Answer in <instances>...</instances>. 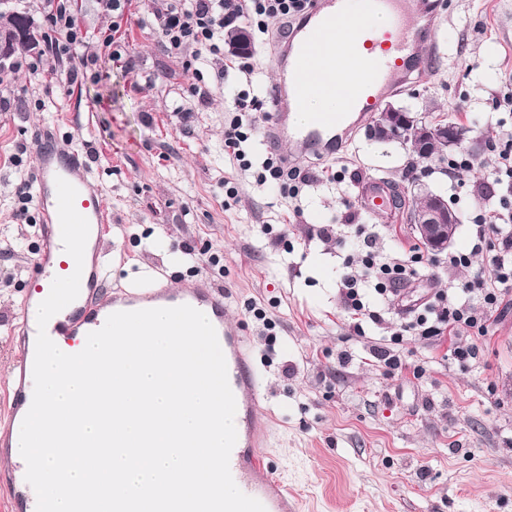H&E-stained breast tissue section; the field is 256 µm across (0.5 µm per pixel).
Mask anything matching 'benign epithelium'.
I'll return each mask as SVG.
<instances>
[{
	"mask_svg": "<svg viewBox=\"0 0 512 512\" xmlns=\"http://www.w3.org/2000/svg\"><path fill=\"white\" fill-rule=\"evenodd\" d=\"M375 129L384 135L402 134L415 144L438 139L453 149L465 143L466 135L452 122L423 121L417 113L387 105L374 117ZM424 246L431 251H444L453 239L457 226L448 202L439 195L429 194L427 206L419 210L413 221Z\"/></svg>",
	"mask_w": 512,
	"mask_h": 512,
	"instance_id": "benign-epithelium-1",
	"label": "benign epithelium"
}]
</instances>
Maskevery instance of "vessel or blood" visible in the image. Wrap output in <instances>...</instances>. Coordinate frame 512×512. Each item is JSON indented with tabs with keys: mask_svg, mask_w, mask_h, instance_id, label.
Wrapping results in <instances>:
<instances>
[{
	"mask_svg": "<svg viewBox=\"0 0 512 512\" xmlns=\"http://www.w3.org/2000/svg\"><path fill=\"white\" fill-rule=\"evenodd\" d=\"M414 8L415 0H310L303 14L281 22L273 35V54L286 79L268 89L273 114L263 128L266 145L275 149L290 138L303 154L335 156L337 141H348L357 121L376 111L385 96L430 72L438 49L432 19L439 16L440 5L438 0H431V20L423 25L414 23ZM326 33L338 37L334 51L325 49L322 36ZM340 56L348 57L356 69L364 71V78L350 84L339 109L318 113L306 127H295L292 114L300 101L310 93H323L335 86V62ZM31 161L43 224L35 259L34 293L48 296L53 279L69 276L76 268L73 258L62 255L56 178H64L77 189L75 208L87 218L88 240L93 244L91 255L84 259L80 293L62 310L60 321L48 328V336L77 345L80 336L106 321L113 311L183 304L209 311L226 359L236 416L242 424L230 455L232 477L244 494L264 505L266 512H295V503L270 463L255 452L264 433L256 417L263 402L262 382L253 366L249 340L224 320L228 307L224 291L204 278L170 290L140 282L102 301L106 277L99 257L110 218L101 194L91 189L89 173L77 152L60 150L54 140H37ZM358 202L380 222L390 221L396 213L385 182L373 177L359 184Z\"/></svg>",
	"mask_w": 512,
	"mask_h": 512,
	"instance_id": "vessel-or-blood-1",
	"label": "vessel or blood"
}]
</instances>
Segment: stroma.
I'll use <instances>...</instances> for the list:
<instances>
[{"label": "stroma", "mask_w": 512, "mask_h": 512, "mask_svg": "<svg viewBox=\"0 0 512 512\" xmlns=\"http://www.w3.org/2000/svg\"><path fill=\"white\" fill-rule=\"evenodd\" d=\"M150 0H132L123 14L96 0H75L90 59L69 95L68 66L34 78L18 69L0 98V425L16 364L13 328L25 308L42 225L36 202L20 203L17 185L31 178L32 144L51 133L91 169L112 221L104 243L110 288L148 279L175 289L205 277L227 292L228 317L251 342L264 378L267 435L259 450L299 499V512H512V306L487 335L460 333L480 350L461 365L449 342L405 336L403 369L385 372L373 357L410 309L488 271V258L450 271L433 253L394 298L383 323L354 327L341 309L344 240L352 258L365 250L357 225L369 216L355 184L379 176L406 197L427 187L461 217L450 246L467 247L470 215L498 203L481 195L491 162L487 147L463 145L472 165L447 177L437 159L411 163L408 150L381 143L359 128L335 159L306 168L335 170L332 182L307 187L298 200L276 186H256L224 153V118L239 94L267 98L277 70L269 41L256 44L252 81L224 72L223 58L186 69L189 53L167 50L138 18ZM438 53L432 72L390 96L431 120L447 117L494 140L498 101L512 93V0H445L434 20ZM114 45L104 46L109 34ZM201 87L203 97L193 96ZM192 110L184 121L181 107ZM237 190L226 200L224 186ZM333 225L336 238L320 237ZM194 256H181L183 243ZM272 330H264V321ZM426 373L414 378V365Z\"/></svg>", "instance_id": "35a3bbf8"}]
</instances>
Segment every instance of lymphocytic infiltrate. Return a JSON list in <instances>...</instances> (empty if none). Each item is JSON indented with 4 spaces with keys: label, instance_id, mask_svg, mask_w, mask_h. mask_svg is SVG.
I'll list each match as a JSON object with an SVG mask.
<instances>
[{
    "label": "lymphocytic infiltrate",
    "instance_id": "lymphocytic-infiltrate-1",
    "mask_svg": "<svg viewBox=\"0 0 512 512\" xmlns=\"http://www.w3.org/2000/svg\"><path fill=\"white\" fill-rule=\"evenodd\" d=\"M308 0H152L148 23L158 32L168 50L182 52L193 48L220 53L224 35L243 27L253 35L268 33V22L302 13ZM45 31L38 55L26 60L25 68L37 76L49 62L67 60L70 75H78L87 62L82 51L84 38L73 16L71 0H44ZM264 109L262 100L239 96L232 116L224 125V150L236 160L241 171L252 172L258 185H276L288 198H297L305 186L322 178L335 180L329 171L311 172L298 166H285L281 157L269 154L260 165L247 157V147L256 132ZM493 162L489 177L503 189L499 204L476 211L471 219V248L451 251L444 262L449 269L468 267L475 254H488L489 270L465 281L461 287L436 294L412 310L404 330L426 340L437 341L466 329L483 336L498 320L502 306L512 298V129H501L493 142ZM367 250L360 274L342 279L344 310L350 319L379 321V312L365 303L366 288L380 297H394L404 283L413 279L424 256L419 247L407 250L406 259L388 261L376 248V239L358 225Z\"/></svg>",
    "mask_w": 512,
    "mask_h": 512
}]
</instances>
